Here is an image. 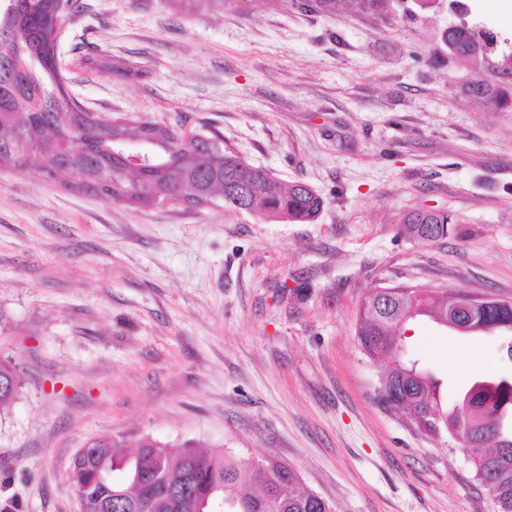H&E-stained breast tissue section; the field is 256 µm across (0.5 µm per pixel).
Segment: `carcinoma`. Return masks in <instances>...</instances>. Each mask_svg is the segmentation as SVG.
<instances>
[{
  "mask_svg": "<svg viewBox=\"0 0 512 512\" xmlns=\"http://www.w3.org/2000/svg\"><path fill=\"white\" fill-rule=\"evenodd\" d=\"M21 8L13 27L10 58L0 64V165L12 164L50 178L71 177V189L91 190L113 201L147 207L183 198L200 206L219 197L224 206L247 207L264 220L312 223L324 207L323 199L306 183L273 180L224 151L216 136L198 133L187 139L154 121L103 123L96 120L62 86L56 61L46 57L54 49L51 17L59 5L79 11L76 0H18ZM70 136L74 148L57 154V137ZM153 139L166 155L164 168L146 167L128 177L112 155V139ZM415 235L420 224H436L448 233V216L413 211L403 221ZM431 317L448 312V300L428 297L418 306L402 300L381 309L364 299L360 309L359 343L380 346L393 363L382 378L383 398H396L395 410L408 416L430 410L463 425L487 423L512 416V376L476 379L448 410L441 402L440 385L416 364L402 361V350L390 342L409 309ZM490 323H507L512 332V306L492 308L473 322L472 334ZM0 408L18 394L20 381L12 361L0 359ZM109 436L94 438L75 454L70 481L86 501L87 512H199L213 491H224L225 512H333L323 498L300 488L297 474L280 462L255 461L242 465L229 452L203 451L188 442L161 443L144 439L135 453L121 455ZM474 477L495 501L498 512H512V447L490 442L471 455Z\"/></svg>",
  "mask_w": 512,
  "mask_h": 512,
  "instance_id": "1",
  "label": "carcinoma"
}]
</instances>
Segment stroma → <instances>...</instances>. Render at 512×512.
Segmentation results:
<instances>
[{
    "mask_svg": "<svg viewBox=\"0 0 512 512\" xmlns=\"http://www.w3.org/2000/svg\"><path fill=\"white\" fill-rule=\"evenodd\" d=\"M58 37L72 94L98 119L220 136L253 167L325 201L310 224L225 207L134 208L0 166V504L78 512L73 458L111 436L276 459L335 512H497L469 454L381 402L387 364L358 340L370 288L512 298V0L409 17L337 0H81ZM467 21L486 60L449 56ZM411 210L443 211L423 246ZM409 351L447 407L512 371L498 333L417 318ZM404 231L409 233L411 237L415 238V231L418 227V224H436L439 227V233H441V238L447 235L448 233V215L445 214H436L431 212H421V211H413L409 212L403 221ZM7 385V389L0 391V409L9 405L17 396L20 381L18 379L16 367L11 360L0 359V385Z\"/></svg>",
    "mask_w": 512,
    "mask_h": 512,
    "instance_id": "35a3bbf8",
    "label": "stroma"
}]
</instances>
